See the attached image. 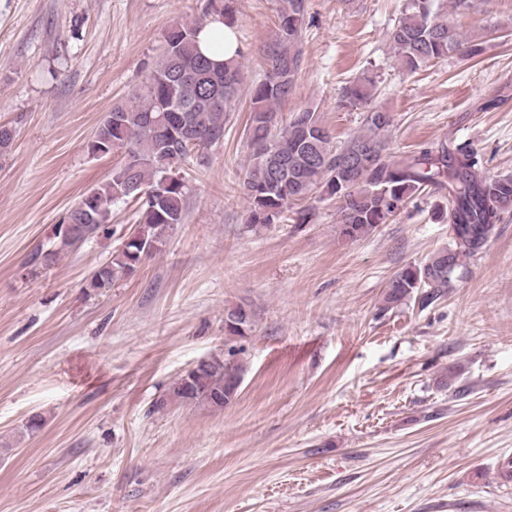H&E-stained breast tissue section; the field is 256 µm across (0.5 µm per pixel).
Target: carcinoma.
<instances>
[{
	"mask_svg": "<svg viewBox=\"0 0 512 512\" xmlns=\"http://www.w3.org/2000/svg\"><path fill=\"white\" fill-rule=\"evenodd\" d=\"M434 4L435 0H407L390 32L399 65L407 72L445 60L455 51L470 57L483 51V43L461 35ZM306 12L307 0H281L277 29L263 49L265 78L251 90V165L240 183L249 204V223L272 224L321 188L340 202V235L356 241L387 223L424 186H446L448 206L439 208L436 218L453 232L450 243L425 262L396 273L384 294L387 309L421 289V302H429L448 288L463 258L484 249L501 216L512 210V176H483L476 156L466 148L427 149L390 158L391 116L373 104L375 83L369 77L344 89L345 102L366 108L361 130L347 141L334 143L309 109L293 111L283 124L280 106L294 93ZM216 20H233L228 0H208L197 21L171 27L162 56L139 91L113 104L95 132L99 142L123 150L124 160L105 183L81 199V208L68 212L66 223L76 225V232L67 234L57 227L55 237L62 246L72 247L106 231L112 205L121 200L139 201L140 214L136 239L118 249L88 281L94 291L111 288L116 279L133 273L143 258L162 251L170 230L186 216L185 185L177 169L192 151L224 140V124L243 81L242 52L216 61L200 51L198 32ZM224 326L229 335L244 338L252 329L253 314L242 305L230 307L224 311ZM233 356L230 348L228 357H212L179 376L153 409L164 408L169 400L220 409L231 404L243 375Z\"/></svg>",
	"mask_w": 512,
	"mask_h": 512,
	"instance_id": "1",
	"label": "carcinoma"
}]
</instances>
